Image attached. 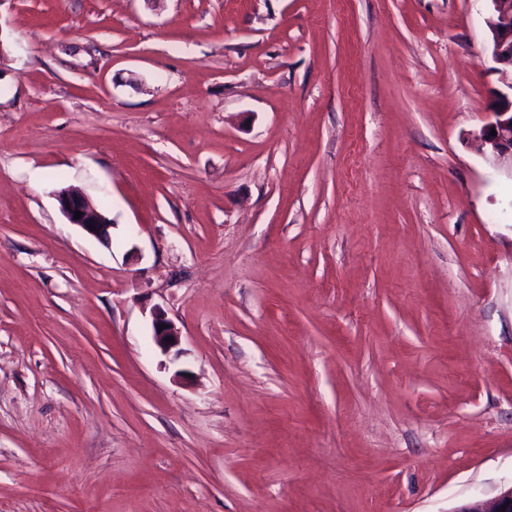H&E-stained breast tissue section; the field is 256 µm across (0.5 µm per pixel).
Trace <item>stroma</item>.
<instances>
[{"mask_svg": "<svg viewBox=\"0 0 512 512\" xmlns=\"http://www.w3.org/2000/svg\"><path fill=\"white\" fill-rule=\"evenodd\" d=\"M487 8L0 0V512H452L512 486V169L471 142ZM56 199L68 224L77 226L85 234L100 241H109V229L112 228V224L109 223L102 211L83 195L71 189H61L57 192ZM76 211L82 212L80 219H75ZM89 225L95 227V230L89 228ZM153 342L164 353L168 354L172 349L180 344L181 334L174 322L167 317V313L159 306H155L151 311ZM162 324L166 328L158 330ZM166 337H170V342H166Z\"/></svg>", "mask_w": 512, "mask_h": 512, "instance_id": "stroma-1", "label": "stroma"}]
</instances>
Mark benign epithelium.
I'll return each instance as SVG.
<instances>
[{
	"instance_id": "obj_1",
	"label": "benign epithelium",
	"mask_w": 512,
	"mask_h": 512,
	"mask_svg": "<svg viewBox=\"0 0 512 512\" xmlns=\"http://www.w3.org/2000/svg\"><path fill=\"white\" fill-rule=\"evenodd\" d=\"M489 2L486 24L492 35L491 56L503 89L496 91L490 120L472 133V141L479 153L512 167V0ZM493 129L496 130L494 136L491 135ZM56 199L68 223L100 241H109L112 224L83 195L71 189H61ZM78 211L82 215L77 219L75 214ZM151 318L154 344L163 353H170L180 344L179 329L159 306L152 309ZM163 324L166 328L158 330ZM453 512H512V487L490 498L465 501Z\"/></svg>"
}]
</instances>
